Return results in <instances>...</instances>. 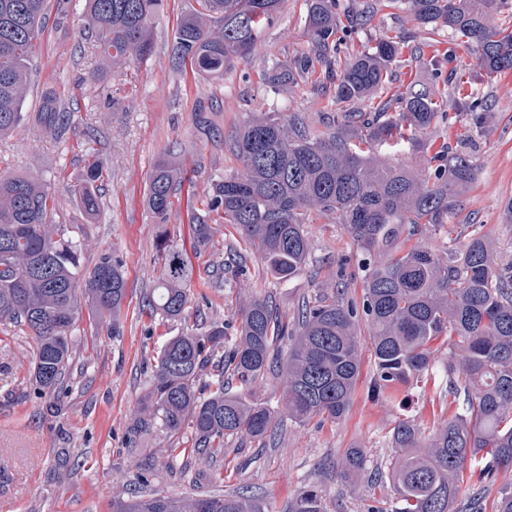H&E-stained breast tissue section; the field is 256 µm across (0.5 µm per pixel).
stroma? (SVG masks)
<instances>
[{
	"label": "stroma",
	"mask_w": 512,
	"mask_h": 512,
	"mask_svg": "<svg viewBox=\"0 0 512 512\" xmlns=\"http://www.w3.org/2000/svg\"><path fill=\"white\" fill-rule=\"evenodd\" d=\"M377 9L363 26L337 33L336 64L344 66L353 52L383 35L404 33L432 57V68L397 65L398 82L420 79L444 87L452 68L465 64V92L477 94L482 124L473 127L457 112L428 137L429 148L387 150L384 158L408 167L425 166L431 153L450 146L467 153L476 177L462 195L454 218L468 234L494 239L512 254V223H505L502 206L512 198V74L490 80L476 65L475 55L454 34L430 36L412 21L406 8L375 0ZM85 0H49L47 23L36 41L24 109L39 111L42 95L55 90L73 122L65 141L50 138L42 128L22 124L0 140V170L41 177L54 194L56 223L65 235L84 244L82 262L91 266L109 252L122 260L127 298L122 309L121 335L108 322L82 312L71 334L75 356L70 390L62 410L51 413L50 398L32 393L30 370L35 346L23 327L0 322V512H112V500L125 485L134 484L141 463H155L151 490L173 496L200 491L233 492L245 487L264 512H288L299 489L320 490L325 512H368L374 502H390L391 492L373 482L343 483L339 471L347 449L362 448L368 469L387 460L393 450L389 431L396 420L409 419L432 427L440 415H452L447 404L448 379L443 365L447 349L422 381H409L394 395L373 387L371 333L360 324L357 336L361 375L349 412L340 420L285 422L272 443L230 440L224 461L209 463L187 457L185 434L160 432L129 437L127 427L164 342L184 331L183 323L140 313L142 299L161 270L157 225L144 202L149 175L159 158L179 147L192 195L178 194L167 229L179 244L190 241V201H203L224 175L238 168L229 147L244 121L260 112L307 113L316 126L331 124L340 111L331 94L317 93L313 81L269 91L258 75L268 61L308 53L307 0H284L260 38L259 50L235 62L224 75L195 77L174 72L168 62L172 30L189 0H163L154 31V51L146 67L135 70L108 65L102 81L93 82L96 66L84 19ZM207 110L213 135L197 131L196 107ZM104 159L108 175L100 186L103 199L95 223L84 220L70 192L91 156ZM304 231L309 256L304 270L289 280L263 275L259 254L238 243L228 224L216 225L211 248L192 258V308L198 309L197 331L213 323H234L239 290L257 288L271 296L279 312L295 319L302 301L343 288L346 299L361 302L364 253L335 215L312 213ZM235 246L233 271L221 287L203 283L207 268L219 266L228 246ZM124 483H117L116 472Z\"/></svg>",
	"instance_id": "35a3bbf8"
}]
</instances>
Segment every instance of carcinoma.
I'll use <instances>...</instances> for the list:
<instances>
[{"label":"carcinoma","instance_id":"obj_1","mask_svg":"<svg viewBox=\"0 0 512 512\" xmlns=\"http://www.w3.org/2000/svg\"><path fill=\"white\" fill-rule=\"evenodd\" d=\"M173 31L170 62L178 72L222 75L258 48L283 0H193ZM307 33L315 44L293 62L263 69L261 80L276 90L312 76L317 68L333 73L340 17L336 0H308ZM412 20L431 35L443 30L472 43L477 65L495 79L512 72V25L493 28L490 20L509 0H404ZM162 0H85L94 47L107 62L140 65L153 55L152 29ZM45 0H0V139L25 119L23 105L29 65L46 23ZM431 67L420 46L401 35H386L357 53L336 78L334 99L349 105L367 100L370 113L345 111L336 127L318 129L299 111L262 112L245 122L231 143L239 169L224 175L207 203L241 241L257 250L266 274L291 279L303 271L309 252L304 224L313 211L339 215L348 234L368 253L364 262L362 306L347 302L342 283L332 298L303 303L298 331H288L271 297L240 290L238 325L228 333L214 324L204 335L183 332L161 347L139 407L128 427L134 436L155 429L186 430L191 451L213 457L224 440L275 438L283 421L251 399L253 387L271 367L275 349L289 342L283 373L286 416L298 423L313 417L335 421L350 407L361 373L357 327L371 328L375 387L393 394L411 377L435 364L436 344L448 347V395L456 412L424 436L413 420L400 419L390 430L394 453L384 481L397 512H484L486 492L499 473L512 469V262L498 261L494 243L470 237L444 260L418 236L425 227L448 223L461 206L476 169L463 152L443 149L430 166L411 170L377 157L382 147L425 146L430 130L448 121V109L473 112L470 94L448 100L427 86L394 85L392 67ZM35 122L63 140L71 113L56 93L44 95ZM106 169L95 157L71 186L87 222L100 210L99 182ZM186 172L176 153L158 161L149 176L145 202L157 219L162 272L144 307L152 317L186 319L191 303L192 269L186 253L170 239L167 219ZM57 203L35 176L0 174V322L28 329L36 342L31 384L39 396L60 406L67 391L73 354L71 329L81 304L97 317L112 318L120 335L127 297L125 271L110 253L93 267L81 262L82 245L56 231ZM209 216L192 224L194 253L212 240ZM409 249L387 254L383 248L402 234ZM474 466L468 482L462 473ZM361 448L347 450L341 478L365 477ZM153 475L141 469L142 490L112 500V512H260L248 491L191 496L147 492ZM289 512H324L315 489L298 493ZM496 512H512V485L498 489Z\"/></svg>","mask_w":512,"mask_h":512}]
</instances>
